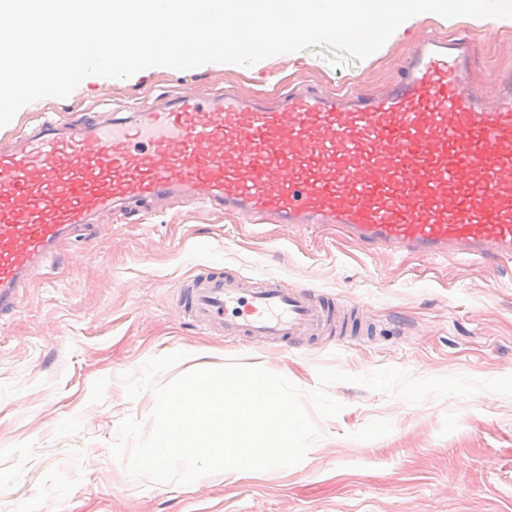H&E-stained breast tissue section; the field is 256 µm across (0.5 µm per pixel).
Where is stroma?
<instances>
[{"label": "stroma", "instance_id": "obj_1", "mask_svg": "<svg viewBox=\"0 0 512 512\" xmlns=\"http://www.w3.org/2000/svg\"><path fill=\"white\" fill-rule=\"evenodd\" d=\"M468 36L475 88L491 94L512 71V26H447L426 15L372 57L332 66L311 51L250 66L208 63L90 80L75 97L34 101L0 140L50 115L67 121L230 87L276 98L289 83L383 90L425 33ZM308 284L366 310L380 330L344 345L298 349L249 343L191 321L176 301L197 266ZM199 350L158 373L155 386L236 360L281 374L305 391L317 371L353 375L396 367L414 378L512 375V259L469 265L370 254L326 226L305 235L251 228L175 202L129 217L101 216L59 247L0 334V512H512V397H429L411 404L353 383L330 394L344 408L320 421L298 465L252 471L219 484L159 485L131 478L110 446L121 420L152 424V389L128 398L121 375L154 357Z\"/></svg>", "mask_w": 512, "mask_h": 512}]
</instances>
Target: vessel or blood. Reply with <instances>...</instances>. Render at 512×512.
I'll return each instance as SVG.
<instances>
[{
	"label": "vessel or blood",
	"mask_w": 512,
	"mask_h": 512,
	"mask_svg": "<svg viewBox=\"0 0 512 512\" xmlns=\"http://www.w3.org/2000/svg\"><path fill=\"white\" fill-rule=\"evenodd\" d=\"M474 54L468 38L431 34L381 92L308 87L274 107L184 94L106 120H42L0 149V328L61 240L154 201L251 225H334L376 254L511 259L512 73L478 96ZM178 304L222 335L285 348L377 328L340 297L235 271H197Z\"/></svg>",
	"instance_id": "vessel-or-blood-1"
}]
</instances>
